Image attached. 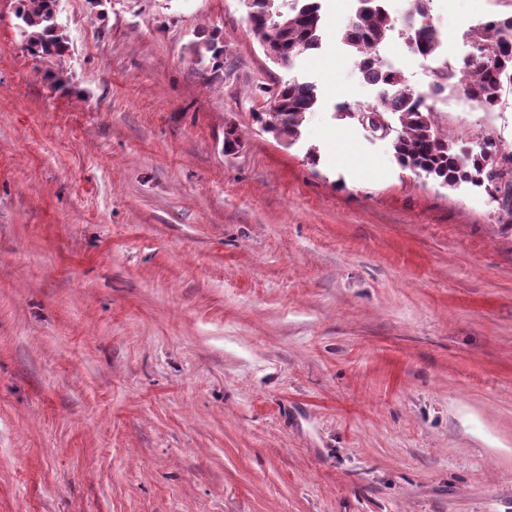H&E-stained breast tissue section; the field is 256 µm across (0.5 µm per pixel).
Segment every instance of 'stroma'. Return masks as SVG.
<instances>
[{
	"label": "stroma",
	"instance_id": "1",
	"mask_svg": "<svg viewBox=\"0 0 512 512\" xmlns=\"http://www.w3.org/2000/svg\"><path fill=\"white\" fill-rule=\"evenodd\" d=\"M0 0V512H512V215L339 117L379 103L322 0L272 64L239 0ZM512 0H432L440 57ZM215 38L223 66L200 60ZM417 90L435 60L380 47ZM315 85L294 144L265 89ZM455 141L512 142L439 104ZM240 144L224 151V132ZM316 152L309 161L308 152ZM55 0H19L16 17L25 41L24 49L40 62L63 56L68 50L66 25L55 17Z\"/></svg>",
	"mask_w": 512,
	"mask_h": 512
}]
</instances>
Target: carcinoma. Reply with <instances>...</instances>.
Masks as SVG:
<instances>
[{"label": "carcinoma", "instance_id": "carcinoma-1", "mask_svg": "<svg viewBox=\"0 0 512 512\" xmlns=\"http://www.w3.org/2000/svg\"><path fill=\"white\" fill-rule=\"evenodd\" d=\"M278 0H252V10L269 14L268 32L253 31L257 42L276 38L283 56L293 59L320 46L324 29L321 0H291L288 9ZM431 0H410L409 26L405 31L414 49L436 58L441 33L431 21ZM55 0H19L16 17L25 41L24 49L44 61L68 50L66 25L54 14ZM396 28L383 0H360V9L342 34V40L368 65L374 85L384 94L378 104L347 108L344 116L375 132L387 133L395 162L418 176L432 179L450 189L462 185L482 188L493 199H502L512 215V144L494 135L472 142H455L443 134L435 121L436 101L447 89L460 86L464 96L477 108L492 112L505 92H512V14L495 16L475 25L468 33L474 61L456 69L444 62L433 72L426 92L415 90L405 76L379 58L378 48L389 41ZM318 106L316 87L310 82L280 83L270 97L267 111L258 120L268 131L288 143L301 136L306 114Z\"/></svg>", "mask_w": 512, "mask_h": 512}]
</instances>
